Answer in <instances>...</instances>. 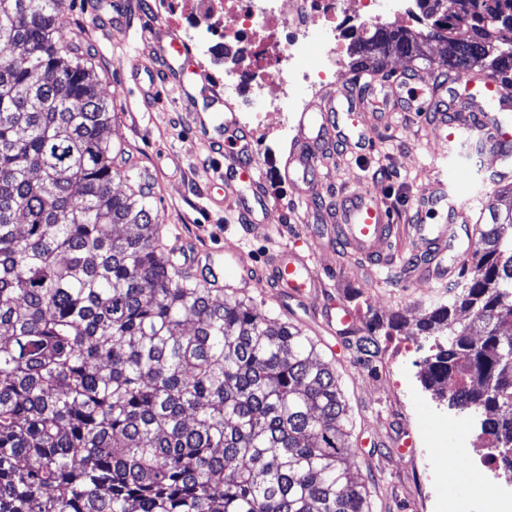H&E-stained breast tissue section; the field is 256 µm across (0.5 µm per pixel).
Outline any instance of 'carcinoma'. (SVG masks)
<instances>
[{
  "label": "carcinoma",
  "instance_id": "obj_1",
  "mask_svg": "<svg viewBox=\"0 0 512 512\" xmlns=\"http://www.w3.org/2000/svg\"><path fill=\"white\" fill-rule=\"evenodd\" d=\"M413 2L428 34L353 29L352 68L434 41L448 73L512 87V41L485 21L512 0ZM68 10L0 0V512H372L315 343L174 265L150 193L114 189L131 176ZM488 213L465 283L416 327L423 384L484 414L485 460L512 472V200Z\"/></svg>",
  "mask_w": 512,
  "mask_h": 512
}]
</instances>
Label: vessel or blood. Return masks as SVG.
I'll list each match as a JSON object with an SVG mask.
<instances>
[{
	"label": "vessel or blood",
	"instance_id": "obj_1",
	"mask_svg": "<svg viewBox=\"0 0 512 512\" xmlns=\"http://www.w3.org/2000/svg\"><path fill=\"white\" fill-rule=\"evenodd\" d=\"M157 42V67L148 72L149 89L145 99H152L160 82L169 75H185L186 64L191 57L189 48L177 37L165 33L163 26L153 28ZM468 86L474 87L476 96L496 104V111L477 109L472 112H440L434 103L445 92V85L431 88L429 93H416L417 109L433 115L434 126L443 142L444 157H452L456 145L463 140L471 141L489 149L501 157L512 156V133L504 128L498 113L512 108V90L487 76L471 78ZM369 104L351 86H344L325 97L316 111L307 113L300 146L292 154L288 166V176L297 188L300 197H310L316 190L311 174L322 160L321 147L331 142L335 135L345 139L365 142L367 130L363 114ZM212 146L224 147L232 155L233 161L224 173V189L232 191L236 183L250 186L249 194L238 197L237 210L240 220L250 228H259L263 221L265 200L255 190L257 181L251 165L244 158L250 148L241 139L230 136L227 127L217 123L210 133ZM447 186L436 182L426 204L433 209H447L448 215L441 224L413 225L415 248L425 257L418 264L414 276L420 280H444L449 270L443 263L448 248L465 249V242L457 234V226L465 220L463 207H448ZM324 231L312 234L314 244L320 250L330 249L335 239H342L351 254L375 260L383 255L395 233L384 204L372 192L363 191L347 194L336 212L327 215ZM195 266L203 276L229 272L242 286H250L254 281H262L274 291V299L281 307L296 305L311 311L315 322L327 332L346 331L355 320L353 311L344 305L322 301L321 296L327 285L320 277L312 254L300 251L297 246L287 245L275 252L263 269L257 270L243 263L235 252L221 257L205 253L195 259Z\"/></svg>",
	"mask_w": 512,
	"mask_h": 512
}]
</instances>
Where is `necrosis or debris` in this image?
I'll list each match as a JSON object with an SVG mask.
<instances>
[{"label": "necrosis or debris", "mask_w": 512, "mask_h": 512, "mask_svg": "<svg viewBox=\"0 0 512 512\" xmlns=\"http://www.w3.org/2000/svg\"><path fill=\"white\" fill-rule=\"evenodd\" d=\"M349 0H165L163 21L175 25L187 9L224 32V53L249 62L255 96L240 109L236 101L228 107L234 123L250 129L254 120L271 112H304L305 101L292 97L293 85L318 92L332 84L343 65L338 42L330 31L346 18ZM317 54L315 67L303 68V60Z\"/></svg>", "instance_id": "necrosis-or-debris-1"}]
</instances>
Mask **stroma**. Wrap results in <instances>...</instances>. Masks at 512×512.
I'll list each match as a JSON object with an SVG mask.
<instances>
[{"label":"stroma","instance_id":"stroma-1","mask_svg":"<svg viewBox=\"0 0 512 512\" xmlns=\"http://www.w3.org/2000/svg\"><path fill=\"white\" fill-rule=\"evenodd\" d=\"M158 0H73L66 19L73 57L81 59L102 78V88L113 114L112 143L122 149L112 165L136 166L153 175L150 205L162 228L168 249L188 243L200 249L243 250L255 264H264L278 246L310 245V228L319 214L335 206L343 191L371 189L384 202L392 223L399 227L382 262L370 263L343 249L317 252L316 264L329 295L347 305L356 320L350 338L337 343L302 310H283L269 289L242 290L241 295L269 319L288 321L314 339L324 361L336 370L351 417L350 463L369 482L374 512H448L455 501L460 512H482L485 488L472 476L469 457L481 448L480 427L469 419L465 435L449 425L453 410L426 390L420 376L432 353L431 342L418 336L416 324L430 307L447 301L448 286L423 284L411 274L407 259L413 249L411 225L416 217L439 223L435 213H420L421 201L431 192L441 165L438 133L428 115L393 112L386 125L374 117L375 146L363 156L344 147L319 166L314 199H298L286 175L288 159L299 142V114L277 112L259 124L252 139L253 160L267 199L266 230L226 233L231 214L218 201L224 180L210 160L206 142L195 124V113L226 112L223 92L214 83L231 76L238 83V101L246 103L254 87L245 63L225 60L220 30L208 29L193 15H184L182 30L191 42L196 69L191 80L208 96L187 99L175 84L160 86L154 103L142 101L141 70L152 66V40L143 26L156 21ZM512 172V162L491 151L479 157H459L448 170V199L471 200V218L491 203L499 189L496 173ZM401 317L400 329L385 333L383 326ZM382 324L375 333L374 354L357 351L355 340L371 321ZM408 419L413 434V456L393 454L389 448L398 434V422Z\"/></svg>","mask_w":512,"mask_h":512}]
</instances>
